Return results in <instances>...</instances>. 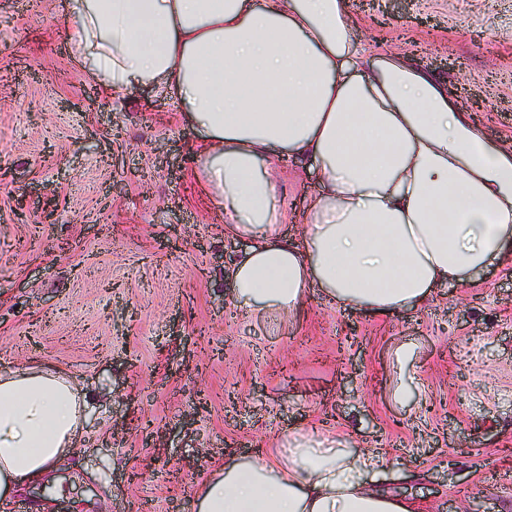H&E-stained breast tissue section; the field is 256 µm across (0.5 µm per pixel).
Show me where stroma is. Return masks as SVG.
Masks as SVG:
<instances>
[{
    "label": "stroma",
    "mask_w": 512,
    "mask_h": 512,
    "mask_svg": "<svg viewBox=\"0 0 512 512\" xmlns=\"http://www.w3.org/2000/svg\"><path fill=\"white\" fill-rule=\"evenodd\" d=\"M374 57L406 56L512 146V0H348ZM64 0H0V371L65 370L84 439L0 512H197L230 459L288 436L380 452L385 493L429 512H512V263L418 308H346L311 288L287 318L231 300L250 240L195 177L196 128L143 87L106 94L72 59ZM289 235L315 165L270 150Z\"/></svg>",
    "instance_id": "1"
}]
</instances>
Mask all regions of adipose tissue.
<instances>
[{
    "instance_id": "ef3b65f1",
    "label": "adipose tissue",
    "mask_w": 512,
    "mask_h": 512,
    "mask_svg": "<svg viewBox=\"0 0 512 512\" xmlns=\"http://www.w3.org/2000/svg\"><path fill=\"white\" fill-rule=\"evenodd\" d=\"M348 0H67L73 60L106 91L151 87L197 128L196 178L250 239L230 277L236 306L300 310L309 288L387 314L465 283L512 253V148L489 145L446 86L400 55L370 58ZM320 166L294 243L271 148ZM87 397L36 366L0 373V498L35 483L83 432ZM292 460L229 461L198 512H426L365 480L383 457L294 437Z\"/></svg>"
}]
</instances>
